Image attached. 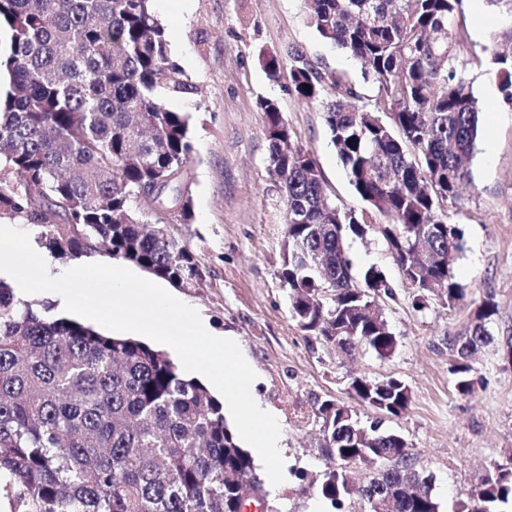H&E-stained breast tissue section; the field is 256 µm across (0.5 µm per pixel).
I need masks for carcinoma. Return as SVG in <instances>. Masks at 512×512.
<instances>
[{"label": "carcinoma", "mask_w": 512, "mask_h": 512, "mask_svg": "<svg viewBox=\"0 0 512 512\" xmlns=\"http://www.w3.org/2000/svg\"><path fill=\"white\" fill-rule=\"evenodd\" d=\"M319 36L358 60L378 83L361 105L355 86L292 48L297 95L322 104L350 184L367 209L343 212L322 189L315 159L295 144L272 101L260 103L269 175L286 210L281 282L301 329L350 354L391 357L384 313L352 310L392 293L371 266L353 279L345 241L378 228L423 309L452 307L467 288L454 274L463 249L444 203L471 180L481 108L459 69L454 19L463 0H304ZM0 216L41 230L61 257L105 252L180 288L202 284L194 252L144 222L147 195L171 193L189 221L185 187L189 117L168 100L191 85L171 59L153 0H0ZM500 90L512 101V38L492 49ZM310 89H305V86ZM330 289L325 306L314 295ZM497 304L485 300L468 334L448 338L456 391L475 393L472 357L491 341ZM350 401L319 406L331 461L320 493L335 507L354 494L366 512L392 497L395 512H439L406 440L364 425L358 408L399 417L402 380L351 379ZM372 470L353 484L342 465ZM255 480L251 456L224 405L164 353L33 308L0 280V492L18 512H242ZM454 512H512V467L497 464Z\"/></svg>", "instance_id": "carcinoma-1"}]
</instances>
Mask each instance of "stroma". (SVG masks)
I'll return each instance as SVG.
<instances>
[{
  "instance_id": "1",
  "label": "stroma",
  "mask_w": 512,
  "mask_h": 512,
  "mask_svg": "<svg viewBox=\"0 0 512 512\" xmlns=\"http://www.w3.org/2000/svg\"><path fill=\"white\" fill-rule=\"evenodd\" d=\"M153 6L170 57L193 88L171 102L189 116L192 151L191 218L172 222L170 230L195 253L203 284L176 294L214 330L237 337L257 374L252 395L280 424L284 482L270 485L263 464L254 469L270 505L275 512H362L358 496L338 511L319 492L329 458L316 412L318 401H347L351 377L362 375L409 386V409L383 426L406 439L417 469L431 476L439 512H453L458 493L493 465L512 462V366L503 359L512 335V105L491 60L494 43L512 31V14L489 0H464L457 19L463 74L482 107L472 181L444 206L463 233L455 273L468 287L466 297L451 307L433 298L417 309L379 232L345 242L355 267H377L394 290L378 299L398 341L383 359L365 349L338 352L302 331L292 314L280 280L286 211L269 176L259 109L262 100L277 103L295 143L314 157L329 203L360 211L366 204L348 181L322 107L297 96L288 65L272 80L264 62L294 45L348 78L364 100L376 96L377 84L348 53L321 40L303 0H154ZM474 57L482 67L468 66ZM489 297L498 305L493 341L474 362L479 387L464 397L448 372L447 339L466 333L474 309Z\"/></svg>"
}]
</instances>
